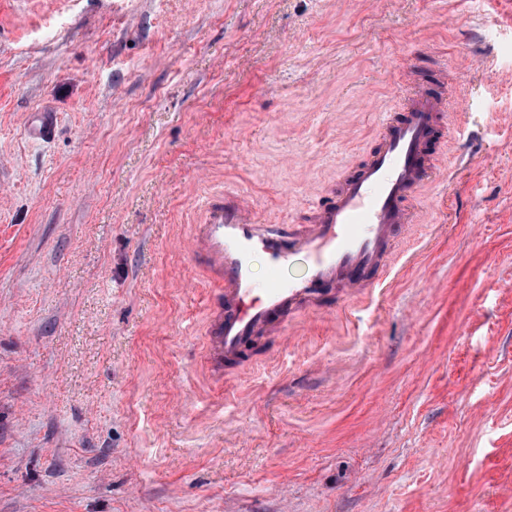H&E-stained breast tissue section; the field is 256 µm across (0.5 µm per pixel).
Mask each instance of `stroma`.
<instances>
[{
    "instance_id": "35a3bbf8",
    "label": "stroma",
    "mask_w": 512,
    "mask_h": 512,
    "mask_svg": "<svg viewBox=\"0 0 512 512\" xmlns=\"http://www.w3.org/2000/svg\"><path fill=\"white\" fill-rule=\"evenodd\" d=\"M439 72L390 286L210 380L204 204L306 223ZM0 512H512V0H0Z\"/></svg>"
}]
</instances>
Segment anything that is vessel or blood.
<instances>
[{
    "label": "vessel or blood",
    "instance_id": "b4317fda",
    "mask_svg": "<svg viewBox=\"0 0 512 512\" xmlns=\"http://www.w3.org/2000/svg\"><path fill=\"white\" fill-rule=\"evenodd\" d=\"M446 110L443 93L420 88L407 94L378 147L341 178L307 223H260L237 194L207 202L193 229L192 255L204 262L217 292L206 332L214 378L240 364L247 347L278 331L290 313L322 308L327 289L359 291L387 280L399 228L411 221L407 201L436 172L429 141ZM257 253L268 268L261 285L251 269ZM298 258L306 272L285 276Z\"/></svg>",
    "mask_w": 512,
    "mask_h": 512
}]
</instances>
